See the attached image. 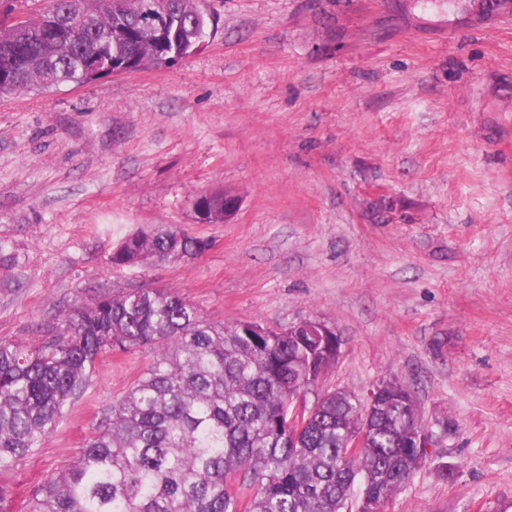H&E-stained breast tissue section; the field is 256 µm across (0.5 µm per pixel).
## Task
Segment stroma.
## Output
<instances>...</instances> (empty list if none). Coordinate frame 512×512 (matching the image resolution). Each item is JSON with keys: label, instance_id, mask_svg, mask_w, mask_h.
Returning a JSON list of instances; mask_svg holds the SVG:
<instances>
[{"label": "stroma", "instance_id": "1", "mask_svg": "<svg viewBox=\"0 0 512 512\" xmlns=\"http://www.w3.org/2000/svg\"><path fill=\"white\" fill-rule=\"evenodd\" d=\"M211 6L213 35L172 67L0 97V341H41L101 284L168 289L226 325L322 320L342 345L318 390L398 381L433 434L391 512H512V12ZM214 190L237 214L197 223L192 200ZM161 225L211 246L109 267L126 236ZM151 358L97 366L0 475L11 512Z\"/></svg>", "mask_w": 512, "mask_h": 512}]
</instances>
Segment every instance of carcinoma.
Segmentation results:
<instances>
[{
  "label": "carcinoma",
  "mask_w": 512,
  "mask_h": 512,
  "mask_svg": "<svg viewBox=\"0 0 512 512\" xmlns=\"http://www.w3.org/2000/svg\"><path fill=\"white\" fill-rule=\"evenodd\" d=\"M56 19L87 18L83 36L46 35L48 15L22 30H0V96L90 83L98 67L163 69L171 50L183 57L205 43L208 15L195 0H169L185 39L164 53L134 3L149 0H55ZM213 223L224 222V192L204 198ZM206 241L171 226L125 237L109 256L129 268L200 255ZM148 347L153 359L112 405L67 466L47 475L20 512H342L393 499L427 459L409 448L422 429L410 389L387 381L371 447L346 457L342 444L362 409L345 390L316 394L303 431L288 432V395L309 373L335 362L321 336L253 333L238 322L208 321L166 290L100 291L73 307L42 341H0V474L41 445L65 407L84 391L99 362ZM248 487L242 498L235 487Z\"/></svg>",
  "instance_id": "1"
}]
</instances>
